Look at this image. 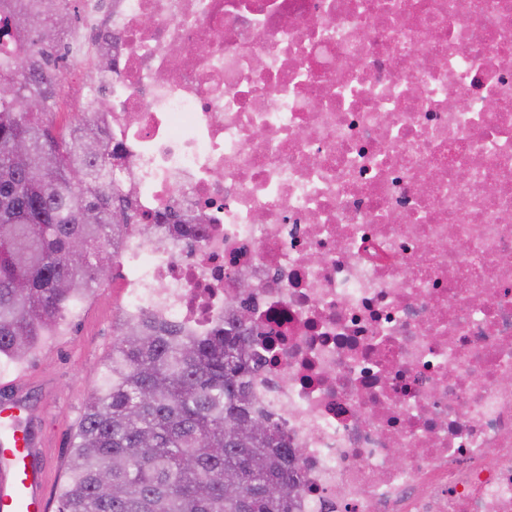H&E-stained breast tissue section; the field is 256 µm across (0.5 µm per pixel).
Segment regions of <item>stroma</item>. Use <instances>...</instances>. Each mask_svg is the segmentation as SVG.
Instances as JSON below:
<instances>
[{
  "instance_id": "stroma-1",
  "label": "stroma",
  "mask_w": 512,
  "mask_h": 512,
  "mask_svg": "<svg viewBox=\"0 0 512 512\" xmlns=\"http://www.w3.org/2000/svg\"><path fill=\"white\" fill-rule=\"evenodd\" d=\"M118 325L112 316V294L88 298L78 320L62 323L59 335L34 349L21 366H0V395L21 392L51 459L47 498L51 512L66 479V463L76 425L94 389L97 367L112 347Z\"/></svg>"
}]
</instances>
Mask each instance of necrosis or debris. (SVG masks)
<instances>
[{
	"label": "necrosis or debris",
	"mask_w": 512,
	"mask_h": 512,
	"mask_svg": "<svg viewBox=\"0 0 512 512\" xmlns=\"http://www.w3.org/2000/svg\"><path fill=\"white\" fill-rule=\"evenodd\" d=\"M81 11L61 81L139 217L120 321L247 311L295 512H512V0Z\"/></svg>",
	"instance_id": "obj_1"
}]
</instances>
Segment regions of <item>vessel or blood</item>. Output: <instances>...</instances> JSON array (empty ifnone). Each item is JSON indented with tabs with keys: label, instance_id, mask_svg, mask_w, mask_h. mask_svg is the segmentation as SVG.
<instances>
[{
	"label": "vessel or blood",
	"instance_id": "b4317fda",
	"mask_svg": "<svg viewBox=\"0 0 512 512\" xmlns=\"http://www.w3.org/2000/svg\"><path fill=\"white\" fill-rule=\"evenodd\" d=\"M27 399L0 398V512H49V467Z\"/></svg>",
	"mask_w": 512,
	"mask_h": 512
}]
</instances>
